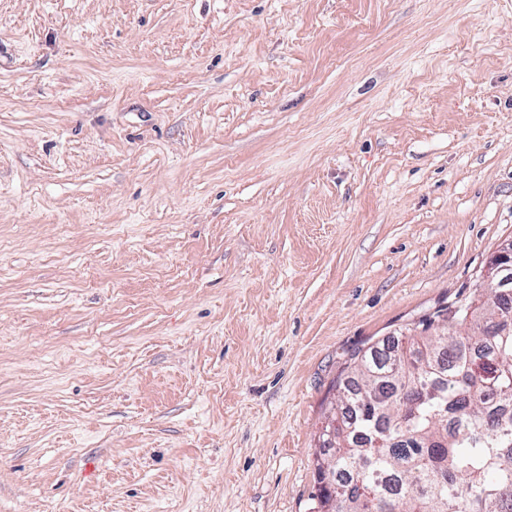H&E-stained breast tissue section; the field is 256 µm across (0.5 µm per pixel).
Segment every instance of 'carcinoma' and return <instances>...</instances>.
<instances>
[{"label":"carcinoma","mask_w":512,"mask_h":512,"mask_svg":"<svg viewBox=\"0 0 512 512\" xmlns=\"http://www.w3.org/2000/svg\"><path fill=\"white\" fill-rule=\"evenodd\" d=\"M512 292L479 288L357 355L337 383L344 430L323 443L315 512H512Z\"/></svg>","instance_id":"carcinoma-1"}]
</instances>
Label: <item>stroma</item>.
<instances>
[{
	"label": "stroma",
	"mask_w": 512,
	"mask_h": 512,
	"mask_svg": "<svg viewBox=\"0 0 512 512\" xmlns=\"http://www.w3.org/2000/svg\"><path fill=\"white\" fill-rule=\"evenodd\" d=\"M511 242L512 0H0V512H313Z\"/></svg>",
	"instance_id": "obj_1"
}]
</instances>
